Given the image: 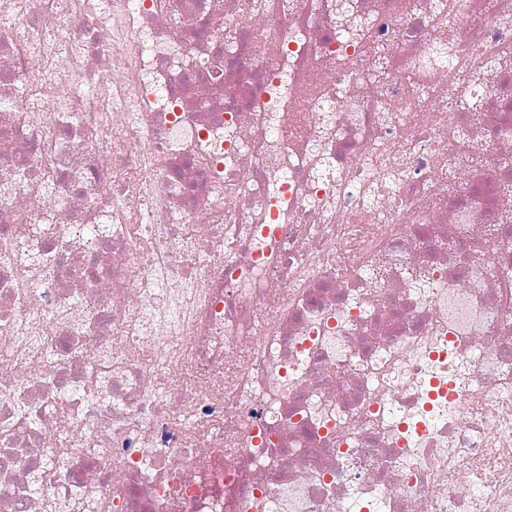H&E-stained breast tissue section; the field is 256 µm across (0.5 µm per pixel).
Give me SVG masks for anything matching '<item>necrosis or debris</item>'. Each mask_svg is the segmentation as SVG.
Returning a JSON list of instances; mask_svg holds the SVG:
<instances>
[{"mask_svg":"<svg viewBox=\"0 0 512 512\" xmlns=\"http://www.w3.org/2000/svg\"><path fill=\"white\" fill-rule=\"evenodd\" d=\"M512 512V0H0V512Z\"/></svg>","mask_w":512,"mask_h":512,"instance_id":"1","label":"necrosis or debris"}]
</instances>
